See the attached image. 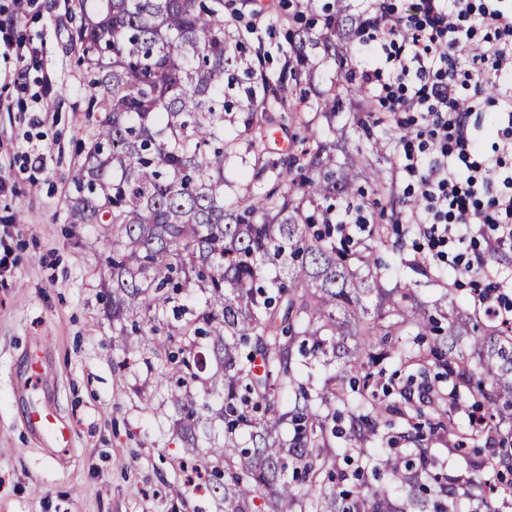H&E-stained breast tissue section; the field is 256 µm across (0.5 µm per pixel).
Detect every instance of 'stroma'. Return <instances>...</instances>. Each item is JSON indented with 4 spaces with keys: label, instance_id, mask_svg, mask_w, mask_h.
<instances>
[{
    "label": "stroma",
    "instance_id": "35a3bbf8",
    "mask_svg": "<svg viewBox=\"0 0 512 512\" xmlns=\"http://www.w3.org/2000/svg\"><path fill=\"white\" fill-rule=\"evenodd\" d=\"M281 3L253 2L255 35L272 72L287 59L294 30L279 19ZM74 4L38 0L18 16L12 0H0V30L43 47L28 66L30 81L47 72L57 78L44 123L0 107V152L10 156L5 175L15 185L0 200V225H9L15 246V265L0 277V512H219L206 478L189 481L182 468L187 450L170 430L181 414L156 385L152 353H123L112 329L102 297L110 274L103 226L69 221V177L96 125L85 112V72L69 46ZM356 107L370 113L375 129L390 124L378 104L346 100L336 117L338 159L360 152L393 168L392 146L375 147L349 124ZM22 145L41 149L42 170L27 167ZM35 356L47 400L73 431L69 447H44L24 422L18 388Z\"/></svg>",
    "mask_w": 512,
    "mask_h": 512
}]
</instances>
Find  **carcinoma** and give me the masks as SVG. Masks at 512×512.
<instances>
[{"label": "carcinoma", "instance_id": "cac0c4a2", "mask_svg": "<svg viewBox=\"0 0 512 512\" xmlns=\"http://www.w3.org/2000/svg\"><path fill=\"white\" fill-rule=\"evenodd\" d=\"M76 9L70 42L86 68V111L104 117L72 171L71 216L108 229L112 328L122 336L131 322L128 346L157 355V383L188 418L177 435L211 469L223 512H461L463 500L496 512L479 479L448 492L429 441L474 450L512 421V326L433 314L417 281L383 287L397 273L375 250L401 254V234L376 224L350 243L323 222L360 177L390 192L365 157H336L342 96L308 100L296 93L299 72L267 74L262 45L234 27L235 0H77ZM357 21L344 8L324 17L317 39L296 30V61L313 50L346 59ZM302 104L327 125L301 119L292 148L273 151L269 130ZM194 290L201 307L174 305ZM208 337L216 369L206 382L224 390V429L204 450L188 387L207 369ZM299 355L333 370L322 386ZM402 371L416 386L378 397ZM394 427L402 451L382 447V429ZM341 458L386 481L338 489ZM487 466L512 498V446L501 441Z\"/></svg>", "mask_w": 512, "mask_h": 512}]
</instances>
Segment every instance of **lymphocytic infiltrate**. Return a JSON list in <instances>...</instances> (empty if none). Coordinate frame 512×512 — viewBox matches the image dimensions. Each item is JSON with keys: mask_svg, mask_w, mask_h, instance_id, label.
<instances>
[{"mask_svg": "<svg viewBox=\"0 0 512 512\" xmlns=\"http://www.w3.org/2000/svg\"><path fill=\"white\" fill-rule=\"evenodd\" d=\"M494 26L497 36L472 46L478 25ZM353 36L371 47L374 61L362 66L359 80L369 97L391 112L396 126L413 129L401 141L399 165L416 180L413 224L429 247L442 246L476 227H490L484 254L462 258L459 271L490 276L488 259L512 248V191L492 196L488 208L475 197L487 189L491 160L468 164L460 174L446 155L449 145L478 147L470 118L486 99L461 98L459 77L481 78L486 69L512 72V5L489 0L474 9L471 0H417L409 16L393 13L376 0Z\"/></svg>", "mask_w": 512, "mask_h": 512, "instance_id": "f902f5d3", "label": "lymphocytic infiltrate"}]
</instances>
